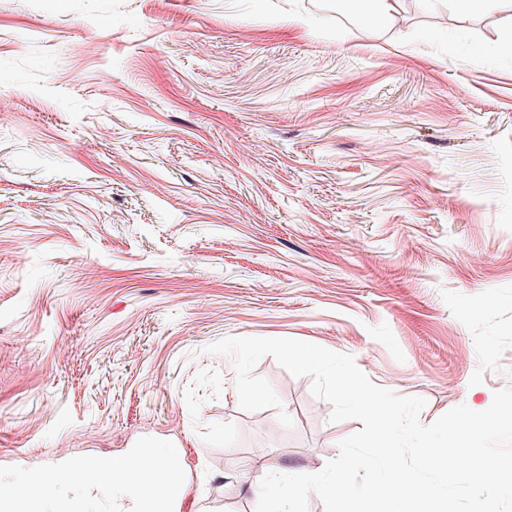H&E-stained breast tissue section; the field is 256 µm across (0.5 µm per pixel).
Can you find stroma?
I'll list each match as a JSON object with an SVG mask.
<instances>
[{"mask_svg": "<svg viewBox=\"0 0 512 512\" xmlns=\"http://www.w3.org/2000/svg\"><path fill=\"white\" fill-rule=\"evenodd\" d=\"M300 13L310 29L294 28ZM512 0H0V465L174 444L181 512H255L361 422L227 336L351 355L431 425L512 379ZM292 427H284L279 412ZM349 9L362 17L366 26L382 27L387 24L396 0H346Z\"/></svg>", "mask_w": 512, "mask_h": 512, "instance_id": "1", "label": "stroma"}]
</instances>
